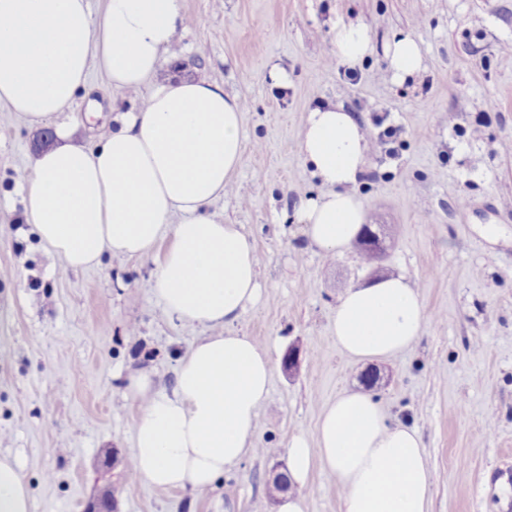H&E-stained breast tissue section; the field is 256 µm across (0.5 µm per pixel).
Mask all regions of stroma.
<instances>
[{"label":"stroma","mask_w":512,"mask_h":512,"mask_svg":"<svg viewBox=\"0 0 512 512\" xmlns=\"http://www.w3.org/2000/svg\"><path fill=\"white\" fill-rule=\"evenodd\" d=\"M188 27L159 80L206 78L245 103L243 164L217 220L243 225L261 258L260 289L235 328L266 344L274 363L253 448L215 488L161 490L132 480L137 403L127 376L154 371L170 388L203 328L165 317L149 259L103 254L73 271L23 221L35 157L55 143L95 146L113 112L140 108L153 86L113 95L91 70L106 109L76 96L33 125L0 105V456L16 460L31 512H84L113 489L116 512H278L267 489L286 473L292 435L313 433L327 402L372 391L420 430L431 471L430 512H512V0H180ZM369 25L371 56L332 60L338 20ZM410 32L422 69L393 80L385 48ZM343 104L400 127L396 155L374 145L359 192L372 224L389 225L383 270L413 283L428 324L410 349L356 362L330 332L340 296L368 284L355 248L326 257L307 247L295 211L321 185L297 153L311 110ZM500 224L489 242L481 232ZM295 354L298 364L285 370Z\"/></svg>","instance_id":"35a3bbf8"}]
</instances>
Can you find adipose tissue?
Listing matches in <instances>:
<instances>
[{
	"instance_id": "1",
	"label": "adipose tissue",
	"mask_w": 512,
	"mask_h": 512,
	"mask_svg": "<svg viewBox=\"0 0 512 512\" xmlns=\"http://www.w3.org/2000/svg\"><path fill=\"white\" fill-rule=\"evenodd\" d=\"M188 19L180 0H107L93 16L88 0H0V103L41 123L91 92L90 68L113 91L155 80ZM373 51L368 25L338 21L332 55L356 66ZM395 80L421 70L423 51L405 33L388 46ZM244 102L206 79L156 83L139 111L94 148L70 142L36 158L24 221L70 269L108 253L149 258L152 292L166 317L207 329L180 358L170 389L150 371L125 387L139 405L133 425L136 476L162 489L214 487L248 451L273 375L267 347L235 331L259 294L260 257L239 224L211 217L243 162ZM298 152L323 190L300 201L310 246L333 255L350 247L366 222L356 187L370 162L369 134L343 106L308 112ZM428 318L405 277L349 288L336 306L337 349L362 362L411 349ZM291 493L279 512H307L303 490L319 465L341 490L342 512H430L426 452L416 426L391 420L372 394H340L323 409L313 434L288 443ZM0 512H30L29 489L9 457L0 456Z\"/></svg>"
}]
</instances>
